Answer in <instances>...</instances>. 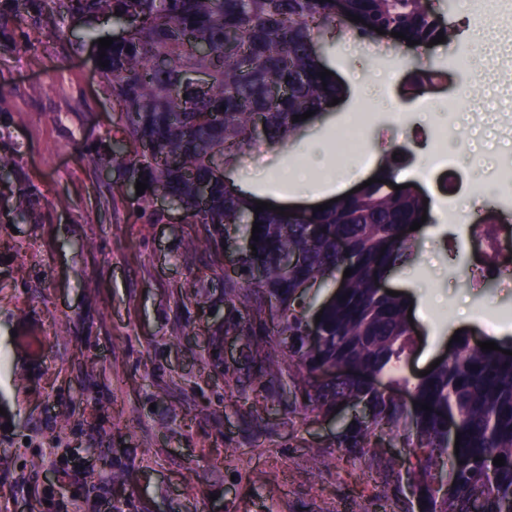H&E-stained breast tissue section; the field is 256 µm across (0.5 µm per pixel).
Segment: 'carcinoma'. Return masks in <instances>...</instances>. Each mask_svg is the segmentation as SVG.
Returning a JSON list of instances; mask_svg holds the SVG:
<instances>
[{"mask_svg":"<svg viewBox=\"0 0 512 512\" xmlns=\"http://www.w3.org/2000/svg\"><path fill=\"white\" fill-rule=\"evenodd\" d=\"M21 4L34 24L58 12L105 15L126 29L108 49L96 50L109 61L98 70L119 112L121 137L86 148L84 157L115 174L111 195L124 196L140 181L148 188L133 196L137 203H153L161 189L185 209L189 223L207 227L213 244L226 226L254 244L237 272L224 278V295L258 318L277 313L261 376L272 386L282 379L277 353L283 351L294 394L306 411L366 407L368 417L344 425L336 436L343 455H366L378 430L399 433L409 446L408 467L402 470L375 452L371 464L427 491L438 487L422 503L396 499L400 512H502L512 501V356L503 354L512 351V342L484 352L464 337L448 361L415 384L396 375L414 345L407 328L410 298L388 295L377 284L391 269L417 259L409 227L425 208L418 184L410 180L405 189H391L399 182L389 153L378 182L300 219L269 209L254 213L257 196L223 179L216 166L218 159L226 168L241 162L256 144V120H263L269 146L286 147L307 125L293 116L323 112L342 96L336 77L319 76L327 65L315 35L349 23V15L361 18L357 28L363 37L380 28L422 45L440 32L451 40L452 29L434 16L428 0H0V53L14 48L9 23L21 20ZM201 45L209 52L199 53ZM279 87L285 94L272 97ZM203 186L209 198L202 204ZM257 220L262 232L255 243ZM288 254L299 258L292 272L282 265ZM256 266L263 269L259 281L252 276ZM342 268L352 275L323 308L322 336L312 342L303 318L317 313L296 310L298 288ZM383 378L388 393L372 385ZM409 387L416 405L398 396ZM423 403L432 410L421 409ZM455 446L469 461L464 470L454 466L449 449ZM496 457L505 465L493 464Z\"/></svg>","mask_w":512,"mask_h":512,"instance_id":"1","label":"carcinoma"}]
</instances>
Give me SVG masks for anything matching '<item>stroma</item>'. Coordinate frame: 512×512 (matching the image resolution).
Instances as JSON below:
<instances>
[{
  "mask_svg": "<svg viewBox=\"0 0 512 512\" xmlns=\"http://www.w3.org/2000/svg\"><path fill=\"white\" fill-rule=\"evenodd\" d=\"M430 7L458 28L455 41L396 50L385 38L319 35L345 95L294 145H256L234 177L266 202L320 205L326 185L294 191L283 179L314 149L325 165L353 172V189L405 138L450 120L466 136L476 119L458 95L464 77L453 60L477 53L475 25L460 0ZM90 29L118 33L103 18L58 14L47 27L16 23L20 50L0 54V156L16 169L0 186V512H384L395 475L341 455L335 414L303 415L289 381L268 389L258 351L272 322L225 298L204 227L170 211L141 214L127 198L107 201L111 170L82 157L118 122ZM490 29L501 39L493 150L433 167L420 143L414 164L397 173L431 204L419 260L386 281L430 299L411 313L416 340L400 365L411 379L456 330L512 337V274L476 279L469 225L456 223L464 201L469 224L490 217L512 228V201L471 190L472 170L489 177L512 163V14ZM417 62L436 70L431 82L416 84ZM395 99L408 107L399 117L386 108ZM357 126L370 157L361 168L336 155L337 138ZM22 189L38 198L23 218L12 209ZM238 323L243 331L225 334ZM120 470L127 480L113 482Z\"/></svg>",
  "mask_w": 512,
  "mask_h": 512,
  "instance_id": "stroma-1",
  "label": "stroma"
}]
</instances>
